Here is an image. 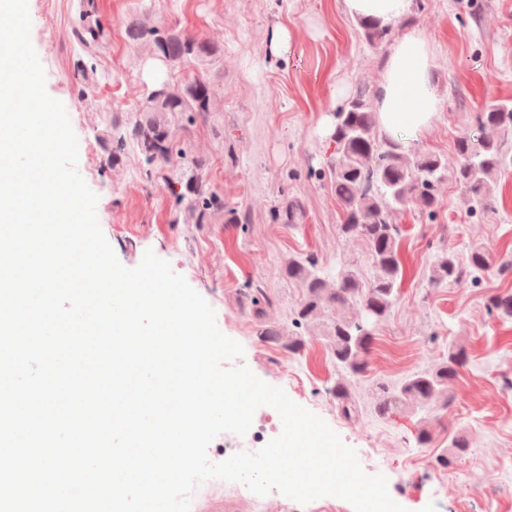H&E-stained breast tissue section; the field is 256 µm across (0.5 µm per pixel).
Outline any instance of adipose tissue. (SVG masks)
<instances>
[{
  "label": "adipose tissue",
  "mask_w": 512,
  "mask_h": 512,
  "mask_svg": "<svg viewBox=\"0 0 512 512\" xmlns=\"http://www.w3.org/2000/svg\"><path fill=\"white\" fill-rule=\"evenodd\" d=\"M376 103L379 128L392 138L417 140L435 122L441 104L432 49L422 29L407 30L385 55Z\"/></svg>",
  "instance_id": "1"
}]
</instances>
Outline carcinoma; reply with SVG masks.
I'll use <instances>...</instances> for the list:
<instances>
[{
  "label": "carcinoma",
  "instance_id": "cac0c4a2",
  "mask_svg": "<svg viewBox=\"0 0 512 512\" xmlns=\"http://www.w3.org/2000/svg\"><path fill=\"white\" fill-rule=\"evenodd\" d=\"M365 40L378 46L391 34V25L373 19H359ZM128 38L135 44L150 47L151 54L163 53V64L170 71L194 66L201 76H192L164 84L163 96L146 87L140 95L136 111L125 121H117L111 113L103 115L105 131L115 133L116 147L131 143L151 167L169 163L175 146V129L179 122H195L217 111L219 93L207 76V68L219 56L222 47L209 40L190 37L174 29L157 26L148 16L128 21ZM103 27L94 11L80 8L73 36L84 55L92 60L90 69L106 55L102 40ZM330 141L334 145L327 176L331 189L343 211L340 231L347 238L362 240L372 265L370 283L351 265L333 277L315 253H295L281 263V274L300 290L299 300L290 308L286 322L262 324L259 339L274 344L290 354L299 355L306 336L325 341L330 360L336 368L334 385L329 389L338 413L347 420L361 416L362 409L355 392V382L368 369L371 345L378 327L388 318L396 303L405 268L401 255V231L391 215L398 207L417 206L433 215L436 183L442 178L445 164L434 153H410L401 141L379 134L376 112L359 91L339 106ZM474 122L481 131L477 142L457 141L459 157L454 180L462 187L470 208L483 211L491 207L495 197L493 186L499 176L512 167V155L503 149L501 135L512 133V99L499 100L476 113ZM200 148L192 155L180 152L178 166L172 170L167 184H177L182 191L178 201H187L184 212L197 224L222 212L230 224L245 222L233 209L224 210V198L211 189L208 163ZM304 207L296 197L280 199L272 210V220L280 224H299ZM503 262L482 245L470 247L467 262L444 249L427 267L431 285L445 288L465 280L477 281L484 273L499 271ZM239 304L255 316L272 303L269 289L252 282L239 291ZM488 313L512 322V294L493 296ZM465 349L448 344V354L428 370L415 371L396 381H378L373 388V413L386 419L396 411L407 410L420 415L417 444L430 440L429 426L433 413L448 408V382L459 376L467 363Z\"/></svg>",
  "mask_w": 512,
  "mask_h": 512
}]
</instances>
